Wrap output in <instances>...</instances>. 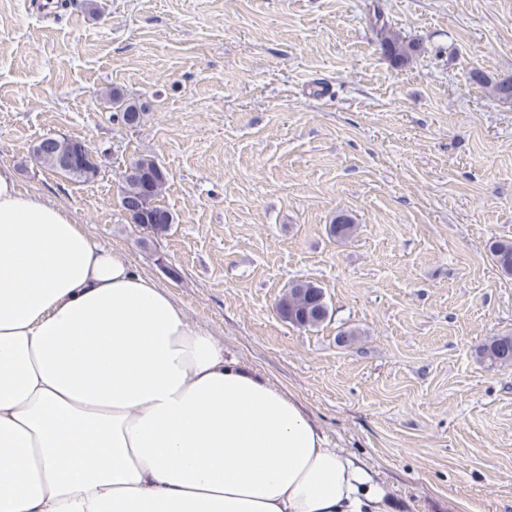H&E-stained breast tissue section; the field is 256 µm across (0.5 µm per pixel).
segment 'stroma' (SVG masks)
I'll return each instance as SVG.
<instances>
[{"label": "stroma", "mask_w": 512, "mask_h": 512, "mask_svg": "<svg viewBox=\"0 0 512 512\" xmlns=\"http://www.w3.org/2000/svg\"><path fill=\"white\" fill-rule=\"evenodd\" d=\"M475 68L512 78V0H0V166L300 401L395 512H512V366L477 355L512 335L488 249L512 239V102ZM113 87L151 104L141 127ZM45 134L86 141L97 177L38 165ZM141 157L166 175L158 240L120 205ZM300 279L329 307L312 329L277 311ZM380 35L379 45L383 53L396 65L410 63L420 51L419 43L404 41L403 37L387 26L380 28ZM470 78L473 83L482 87H490L492 96L498 101H512V79L507 78L500 81H491L480 69L472 70Z\"/></svg>", "instance_id": "obj_1"}]
</instances>
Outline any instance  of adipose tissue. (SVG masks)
<instances>
[{
  "label": "adipose tissue",
  "mask_w": 512,
  "mask_h": 512,
  "mask_svg": "<svg viewBox=\"0 0 512 512\" xmlns=\"http://www.w3.org/2000/svg\"><path fill=\"white\" fill-rule=\"evenodd\" d=\"M163 288L0 166V512H388Z\"/></svg>",
  "instance_id": "ef3b65f1"
}]
</instances>
